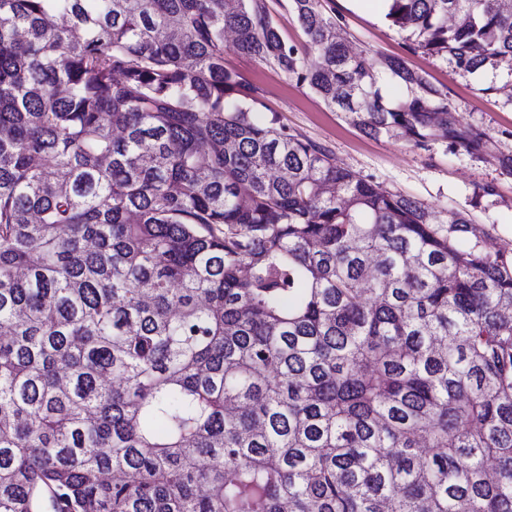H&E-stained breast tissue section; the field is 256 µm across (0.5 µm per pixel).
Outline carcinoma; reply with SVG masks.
I'll use <instances>...</instances> for the list:
<instances>
[{
	"label": "carcinoma",
	"mask_w": 512,
	"mask_h": 512,
	"mask_svg": "<svg viewBox=\"0 0 512 512\" xmlns=\"http://www.w3.org/2000/svg\"><path fill=\"white\" fill-rule=\"evenodd\" d=\"M384 2L512 71V0ZM291 7L301 46L264 0H0V512H512V256L258 119L224 32L370 137L492 143Z\"/></svg>",
	"instance_id": "obj_1"
}]
</instances>
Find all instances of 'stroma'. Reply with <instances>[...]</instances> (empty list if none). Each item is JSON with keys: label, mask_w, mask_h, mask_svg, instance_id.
<instances>
[{"label": "stroma", "mask_w": 512, "mask_h": 512, "mask_svg": "<svg viewBox=\"0 0 512 512\" xmlns=\"http://www.w3.org/2000/svg\"><path fill=\"white\" fill-rule=\"evenodd\" d=\"M325 5L335 12L351 52L377 59L398 56L425 72L447 90L458 121L491 139L493 154L453 153L441 137L424 150L399 136H367L309 88L225 42V64L256 89L262 116L277 117L298 138L326 147L338 164L381 189L415 198L437 221L465 214L487 248L512 254V171L497 161L512 156V71L503 65L464 74L446 60L408 50L404 34L386 22L381 0L369 10L354 0H326Z\"/></svg>", "instance_id": "obj_1"}]
</instances>
